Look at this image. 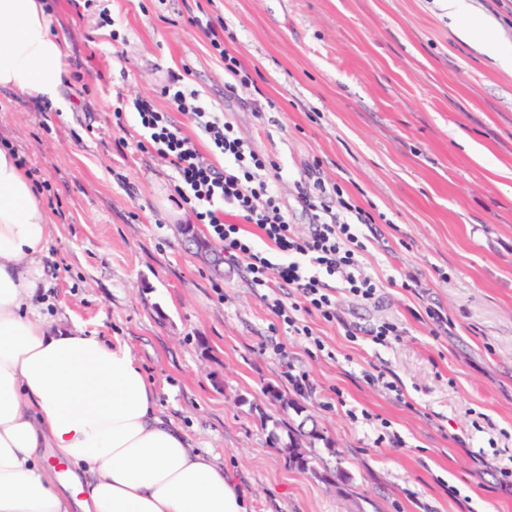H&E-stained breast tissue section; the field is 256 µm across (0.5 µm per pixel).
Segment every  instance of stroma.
Here are the masks:
<instances>
[{"label": "stroma", "mask_w": 512, "mask_h": 512, "mask_svg": "<svg viewBox=\"0 0 512 512\" xmlns=\"http://www.w3.org/2000/svg\"><path fill=\"white\" fill-rule=\"evenodd\" d=\"M69 47L66 110L0 90V143L25 160L47 202L52 241L40 311L132 352L157 411L192 449L233 472L252 512H512V70L461 40L439 0H45ZM107 18H100V11ZM211 20L274 108L224 90V63L191 17ZM284 169L298 190L338 183L380 216L367 270L376 303L344 297L324 342L274 328L243 266L214 268L182 233L208 227L173 200L175 172L139 149L134 109L162 110L168 71ZM482 146L478 162L467 142ZM415 279L414 291L400 281ZM429 306L448 316L434 329ZM392 320L400 340L349 342L345 325ZM288 348L280 356L277 343ZM306 372L305 392L287 370ZM383 372L370 381L367 371ZM292 402L269 400L268 388ZM365 410L371 420H351ZM400 444H376L381 420ZM317 428L318 471L288 464L274 422Z\"/></svg>", "instance_id": "1"}]
</instances>
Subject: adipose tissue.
Listing matches in <instances>:
<instances>
[{"instance_id": "ef3b65f1", "label": "adipose tissue", "mask_w": 512, "mask_h": 512, "mask_svg": "<svg viewBox=\"0 0 512 512\" xmlns=\"http://www.w3.org/2000/svg\"><path fill=\"white\" fill-rule=\"evenodd\" d=\"M464 40L501 66L512 43L465 0H440ZM68 46L43 0H0V90L60 103ZM49 215L0 147V512H248L236 477L156 413L129 348L36 311Z\"/></svg>"}]
</instances>
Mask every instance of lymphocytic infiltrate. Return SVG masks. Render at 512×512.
Returning <instances> with one entry per match:
<instances>
[{
  "mask_svg": "<svg viewBox=\"0 0 512 512\" xmlns=\"http://www.w3.org/2000/svg\"><path fill=\"white\" fill-rule=\"evenodd\" d=\"M164 96L203 134L214 152L224 157L216 166L186 135L173 114L153 100L133 102L146 141L155 155L177 173L173 192L209 228L225 259L244 265L251 288L267 290L273 301L270 312L289 335L308 340L316 349L324 342L309 325V318L336 319L337 298L351 296L367 303L379 298L382 282L366 270L367 246L363 227L374 224L373 214L359 205L340 185L315 180L300 190L298 199L310 211L308 234L296 232L283 206L282 169L275 161L255 153L223 113L205 103L185 75L170 72ZM337 206H325L327 194ZM294 289L287 302L277 290Z\"/></svg>",
  "mask_w": 512,
  "mask_h": 512,
  "instance_id": "f902f5d3",
  "label": "lymphocytic infiltrate"
}]
</instances>
